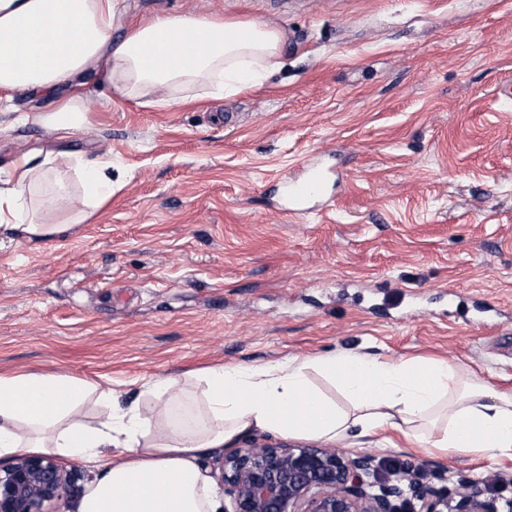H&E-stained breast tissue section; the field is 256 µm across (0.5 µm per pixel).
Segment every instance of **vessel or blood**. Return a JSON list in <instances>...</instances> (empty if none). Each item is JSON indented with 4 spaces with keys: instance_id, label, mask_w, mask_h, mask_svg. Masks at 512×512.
I'll use <instances>...</instances> for the list:
<instances>
[{
    "instance_id": "b4317fda",
    "label": "vessel or blood",
    "mask_w": 512,
    "mask_h": 512,
    "mask_svg": "<svg viewBox=\"0 0 512 512\" xmlns=\"http://www.w3.org/2000/svg\"><path fill=\"white\" fill-rule=\"evenodd\" d=\"M334 150H325L304 163L299 172L278 177L274 192L283 209L292 216L327 211L335 201L334 186L341 183V165L331 164Z\"/></svg>"
}]
</instances>
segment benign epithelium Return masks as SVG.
Wrapping results in <instances>:
<instances>
[{
  "label": "benign epithelium",
  "mask_w": 512,
  "mask_h": 512,
  "mask_svg": "<svg viewBox=\"0 0 512 512\" xmlns=\"http://www.w3.org/2000/svg\"><path fill=\"white\" fill-rule=\"evenodd\" d=\"M420 470L383 476L366 454L323 448H236L224 455V494L231 512H496L464 484L453 507L419 482ZM70 476L50 455L0 467V512H60Z\"/></svg>",
  "instance_id": "7a95c632"
}]
</instances>
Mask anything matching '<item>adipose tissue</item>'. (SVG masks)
<instances>
[{
    "label": "adipose tissue",
    "mask_w": 512,
    "mask_h": 512,
    "mask_svg": "<svg viewBox=\"0 0 512 512\" xmlns=\"http://www.w3.org/2000/svg\"><path fill=\"white\" fill-rule=\"evenodd\" d=\"M125 14L121 0H0V92L58 100L54 111L21 117L50 139L11 157L0 179V228L37 244L67 234L111 198V161H87L70 148L88 120L81 106L88 83L125 100L165 86L189 103L261 84L282 65L284 34L264 22L175 15L128 25ZM120 27L124 35L113 38ZM171 33L187 37L188 52L165 54ZM312 370L340 385L351 410L312 386ZM200 378L203 408L175 392L170 377L117 407L104 376L0 373V457L79 459L96 479L78 512H217L197 459L236 447L252 431L333 442L354 426L391 429L409 440L432 437L445 453L512 458V391L442 361L327 355L216 366ZM90 402L109 407L106 420H75Z\"/></svg>",
    "instance_id": "1"
}]
</instances>
